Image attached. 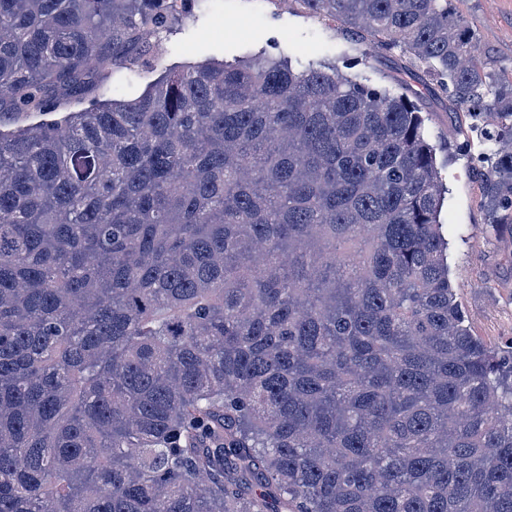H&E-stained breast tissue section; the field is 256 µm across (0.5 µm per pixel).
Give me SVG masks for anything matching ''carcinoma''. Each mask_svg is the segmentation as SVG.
<instances>
[{
    "label": "carcinoma",
    "instance_id": "cac0c4a2",
    "mask_svg": "<svg viewBox=\"0 0 512 512\" xmlns=\"http://www.w3.org/2000/svg\"><path fill=\"white\" fill-rule=\"evenodd\" d=\"M197 0H0V123ZM492 147L512 76L449 0H295ZM422 112L265 52L0 131V512H512V345L471 333Z\"/></svg>",
    "mask_w": 512,
    "mask_h": 512
}]
</instances>
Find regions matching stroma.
<instances>
[{
  "mask_svg": "<svg viewBox=\"0 0 512 512\" xmlns=\"http://www.w3.org/2000/svg\"><path fill=\"white\" fill-rule=\"evenodd\" d=\"M474 23L480 52L512 71V0H461ZM294 68H336L375 86L397 90L404 78L424 107L425 130L439 144L437 166L446 188L442 209L448 265L457 299L474 335L491 344L512 339V228H492L477 179L489 146L454 111L447 97L428 93L415 73H402L401 53H372L338 23L306 13L296 0H198L192 13L162 34L146 64L98 77L82 99L65 100L61 119L93 102L140 96L170 68L203 61L234 63L261 52Z\"/></svg>",
  "mask_w": 512,
  "mask_h": 512,
  "instance_id": "obj_1",
  "label": "stroma"
}]
</instances>
